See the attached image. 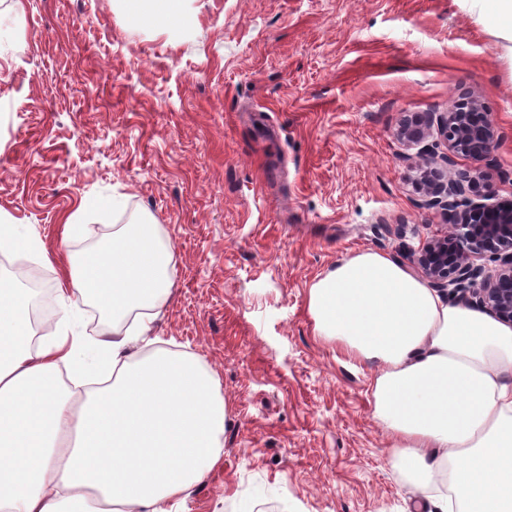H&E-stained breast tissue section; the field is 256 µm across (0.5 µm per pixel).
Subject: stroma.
Masks as SVG:
<instances>
[{"label":"stroma","mask_w":512,"mask_h":512,"mask_svg":"<svg viewBox=\"0 0 512 512\" xmlns=\"http://www.w3.org/2000/svg\"><path fill=\"white\" fill-rule=\"evenodd\" d=\"M190 27L115 0H0V215L54 289L116 225L172 249L158 346L197 355L224 459L171 512H424L372 416L370 363L313 334L344 252L404 258L445 233L416 207L408 112L476 95L512 175V59L457 0H187ZM83 210L84 229L64 219Z\"/></svg>","instance_id":"1"}]
</instances>
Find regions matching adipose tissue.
I'll list each match as a JSON object with an SVG mask.
<instances>
[{
    "label": "adipose tissue",
    "instance_id": "obj_1",
    "mask_svg": "<svg viewBox=\"0 0 512 512\" xmlns=\"http://www.w3.org/2000/svg\"><path fill=\"white\" fill-rule=\"evenodd\" d=\"M130 17L173 25L185 0H118ZM495 13L512 57V0H459ZM172 254L144 218L71 265L63 307L111 317L96 364L77 316L35 337L30 297L0 279V512H168L224 456L227 411L215 374L191 353L153 347ZM317 339L370 362L372 415L416 498L436 512H512V325L437 295L392 255L347 254L311 284ZM77 384L63 393L64 379Z\"/></svg>",
    "mask_w": 512,
    "mask_h": 512
}]
</instances>
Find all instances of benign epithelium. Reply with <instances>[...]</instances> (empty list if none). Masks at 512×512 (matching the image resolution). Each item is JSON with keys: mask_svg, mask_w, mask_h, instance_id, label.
I'll use <instances>...</instances> for the list:
<instances>
[{"mask_svg": "<svg viewBox=\"0 0 512 512\" xmlns=\"http://www.w3.org/2000/svg\"><path fill=\"white\" fill-rule=\"evenodd\" d=\"M402 158L417 166L416 206L436 212L451 230L407 248L408 260L431 287L480 307L512 324V194L487 183L497 166L499 128L478 98L458 101L446 112L406 115L396 130ZM443 141L446 151L437 152ZM478 164L471 174H453L456 159ZM490 257L495 269L486 271Z\"/></svg>", "mask_w": 512, "mask_h": 512, "instance_id": "obj_1", "label": "benign epithelium"}]
</instances>
